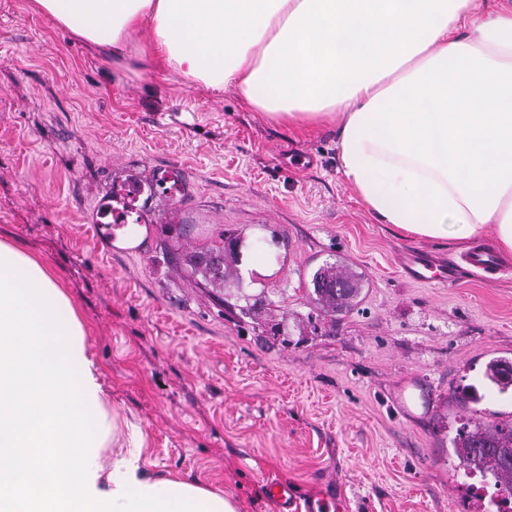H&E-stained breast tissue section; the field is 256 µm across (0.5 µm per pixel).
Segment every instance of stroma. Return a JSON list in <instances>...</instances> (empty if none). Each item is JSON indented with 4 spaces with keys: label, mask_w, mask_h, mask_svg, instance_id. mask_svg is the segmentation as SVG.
I'll use <instances>...</instances> for the list:
<instances>
[{
    "label": "stroma",
    "mask_w": 512,
    "mask_h": 512,
    "mask_svg": "<svg viewBox=\"0 0 512 512\" xmlns=\"http://www.w3.org/2000/svg\"><path fill=\"white\" fill-rule=\"evenodd\" d=\"M336 126L278 125L233 90L118 68L33 12L0 0V239L37 256L88 329L109 404L134 418L160 477L233 494L242 512L333 496L340 512H497L479 476L448 454V421L471 385L474 408L512 419V390L483 377L512 358V263L480 270L468 245L378 223L345 181ZM170 171L171 195L140 197L136 250L96 236L120 188ZM243 233L242 277L267 273L261 316L227 310L193 274L191 253ZM453 263L459 277L413 279L401 255ZM338 262L362 279L359 304L326 314L308 301L313 270ZM287 319L289 339L273 335Z\"/></svg>",
    "instance_id": "stroma-1"
}]
</instances>
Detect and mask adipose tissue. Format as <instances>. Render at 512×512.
<instances>
[{
    "label": "adipose tissue",
    "mask_w": 512,
    "mask_h": 512,
    "mask_svg": "<svg viewBox=\"0 0 512 512\" xmlns=\"http://www.w3.org/2000/svg\"><path fill=\"white\" fill-rule=\"evenodd\" d=\"M98 53L236 90L273 123L338 121L340 169L417 238L512 259V0H32ZM119 447L110 467L100 450ZM72 299L0 240V512H240L141 467Z\"/></svg>",
    "instance_id": "obj_1"
}]
</instances>
